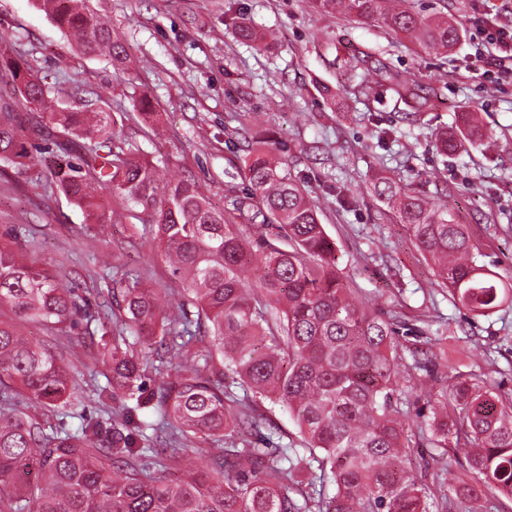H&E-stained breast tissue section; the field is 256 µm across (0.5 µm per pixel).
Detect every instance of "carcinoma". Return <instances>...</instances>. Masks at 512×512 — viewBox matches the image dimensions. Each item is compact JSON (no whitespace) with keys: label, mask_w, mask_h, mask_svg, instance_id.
<instances>
[{"label":"carcinoma","mask_w":512,"mask_h":512,"mask_svg":"<svg viewBox=\"0 0 512 512\" xmlns=\"http://www.w3.org/2000/svg\"><path fill=\"white\" fill-rule=\"evenodd\" d=\"M408 0H312L325 13L372 20L426 53H452L460 29L446 16L424 17ZM55 25L86 54L103 52L115 65L127 46L88 0H44ZM238 37L256 44L269 35L246 22ZM412 113L431 109L416 81L373 67ZM14 93L39 108L36 127L53 140L51 175L65 197L103 238L112 226V202L121 201L149 224L171 276L188 303L173 316L142 276L123 271L107 295L126 318L108 327L101 312L80 310L76 286L0 241V512H472L486 495L512 500V393L481 373L440 362L431 341L399 352L401 325L358 303L336 267V247L303 185L280 168L275 147L257 148L244 161L247 192L233 210L236 224L189 181L160 185L157 166L117 136L112 113L85 104L56 106V87L0 43V73ZM30 118L15 99L0 100V168L19 172L39 164L27 147ZM491 138L477 113L458 114L435 134V147L457 153ZM374 194L404 224L434 262L440 285L475 316L512 300V284L477 263L466 225L437 196L425 197L387 177ZM67 336L83 313L100 323L97 341L106 385L100 402L116 407L107 418L77 411L71 367L33 345L6 313ZM209 337L223 370L212 377L191 346ZM156 355L161 375L144 394L142 373ZM446 379L428 391L429 442L439 449L441 472L428 483L407 461L417 443L413 426L392 395L416 376ZM286 410L304 439L291 448L255 416L254 399ZM24 400L42 414L18 408ZM79 419L72 431L50 430L47 414ZM136 428L147 447L136 446ZM466 446L474 483L447 481L453 465L449 437ZM221 446L220 470H200L188 459L203 445ZM174 469L164 480L144 462Z\"/></svg>","instance_id":"cac0c4a2"}]
</instances>
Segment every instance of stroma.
I'll use <instances>...</instances> for the list:
<instances>
[{"instance_id":"obj_1","label":"stroma","mask_w":512,"mask_h":512,"mask_svg":"<svg viewBox=\"0 0 512 512\" xmlns=\"http://www.w3.org/2000/svg\"><path fill=\"white\" fill-rule=\"evenodd\" d=\"M420 14L451 15L465 38L454 52L428 55L376 23L316 11L310 0H91L128 49L127 66L80 53L52 22L41 0H0V39L12 58L46 82L95 93L120 117V139L136 141L158 167L160 182L189 179L218 209L244 195L242 160L256 139L277 140L284 169L319 203L349 288L374 308L398 312L407 326L444 337L449 365H464L512 392V302L476 317L437 283L436 268L394 213L371 191L373 176L404 180L442 195L467 225L480 263L512 283V75L485 74V0H409ZM276 32L258 49L235 36L237 18ZM371 47L395 74L417 81L435 106L407 116L373 73L350 76L352 54ZM369 95L359 94L361 81ZM148 93L155 116L144 119L133 98ZM460 112L478 113L493 135L491 151L441 156L434 134ZM48 170L0 175V238L49 272L78 282V303L97 306L112 271L89 252L92 229L82 212L47 187ZM98 250L123 270L158 286L170 271L150 235L135 238L113 224ZM97 250V251H98ZM79 325L68 341L84 346L77 367L81 406L95 417L92 391L103 368Z\"/></svg>"}]
</instances>
